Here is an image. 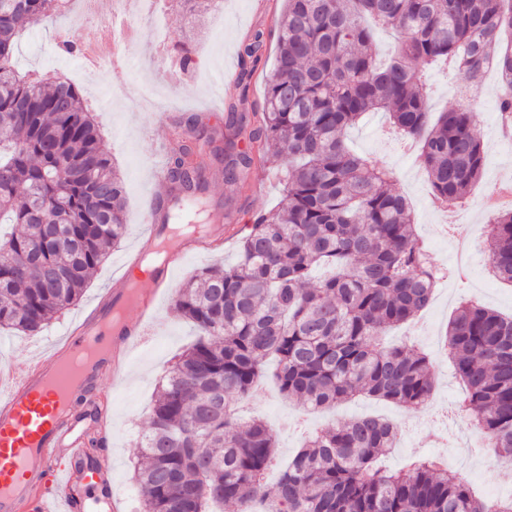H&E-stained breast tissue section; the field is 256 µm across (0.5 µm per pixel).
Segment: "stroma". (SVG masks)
Here are the masks:
<instances>
[{
    "mask_svg": "<svg viewBox=\"0 0 512 512\" xmlns=\"http://www.w3.org/2000/svg\"><path fill=\"white\" fill-rule=\"evenodd\" d=\"M283 0H224V17L216 19L205 12L192 20L185 15L178 0H169L159 17L156 35L142 37L133 47L128 64L121 71H107L97 78L87 77L79 56L52 49L50 43L61 18H54L28 31L16 53L21 73L40 76L69 74L82 90L103 133V144L123 176L126 189V235L111 248L106 260L89 280L82 297L42 332L36 335L0 333V363L33 358L60 340L69 323L81 311L99 299L119 269V261L139 241L143 230L145 203L153 187V172L160 159L155 150L169 137L172 118L191 112L224 114L229 102L239 104L240 111H260L267 79L278 51L277 32L267 26L268 19L279 18ZM266 33L261 62L247 85L235 76L241 69L240 50L255 31ZM174 45L190 41L200 49L197 66L181 73L178 80L168 77L166 60L156 49L157 41ZM231 72L233 81L222 83L223 72ZM432 92L431 110L438 113L457 107L473 112L484 148L482 176L473 186L461 207L451 212L436 211L432 188L419 148L408 138L393 131L385 112L367 114L348 132V142L357 152L376 161L390 176L393 189L410 200L414 229L426 245L432 260L440 266H451L456 260L454 228H464L471 240L466 280L440 281L430 305L410 322L390 329L385 340L390 344L408 343L432 358L435 389L433 398L439 406L436 414L411 416L409 411L378 398L360 396L332 412L318 414L316 423L303 421L301 409L281 398L273 381H265L251 403L241 414L266 420L279 437V466L304 444L314 426H326L373 414L399 422L395 448L383 464L394 470L405 457L437 455L454 460L462 448L452 434L457 426L456 410L465 388L448 360L438 348L449 320L462 301L480 295L483 305L512 315V284L489 278L491 259L485 248L490 215L481 212L479 200L489 198L503 183L512 182V138L503 137L498 114V94L493 85H485L470 100H462L455 91L464 87V75L441 65L425 71ZM163 85V92L150 105L138 102V85L143 81ZM212 200L221 204L236 229L224 241L223 250L187 257L172 282L180 288L194 273L217 262L231 265L237 260V245L250 230L257 215L272 212L283 203L279 176L269 166L255 165L235 187L218 180L210 187ZM154 335L148 343L134 349L129 358L128 374L121 386H113L111 377L99 381L98 395L112 407V488L125 493L132 488V475L137 461L134 438L147 428L149 405L156 385L172 358L191 345L198 336L197 328L179 317L171 298L159 306ZM272 469L268 483L280 475ZM473 491L484 499L512 495V467L487 464L474 456L464 474Z\"/></svg>",
    "mask_w": 512,
    "mask_h": 512,
    "instance_id": "35a3bbf8",
    "label": "stroma"
}]
</instances>
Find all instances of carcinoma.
<instances>
[{
	"label": "carcinoma",
	"mask_w": 512,
	"mask_h": 512,
	"mask_svg": "<svg viewBox=\"0 0 512 512\" xmlns=\"http://www.w3.org/2000/svg\"><path fill=\"white\" fill-rule=\"evenodd\" d=\"M60 13L58 0H0V332H41L81 297L126 229L123 182L79 88L15 67L21 37ZM368 19L395 37L384 65ZM277 41L258 120L233 106L214 123L193 113L164 170L169 199L196 204L217 169L237 182L254 165V145L266 143L284 172L285 202L256 217L233 266L206 268L176 293V313L199 336L169 368L137 442L139 512L221 503L237 512H512V496L481 500L433 458L378 467L398 428L372 416L313 431L271 495L276 435L237 415L270 355L280 393L307 413L357 396L416 411L432 398L430 358L378 337L429 304L435 265L406 196L344 136L364 113H388L422 139L434 198L465 199L483 165L474 115L451 109L428 126L423 71L455 61L477 92L495 63L499 112L511 118L512 0H286ZM263 45L257 30L243 63L257 62ZM198 58L191 44L177 49L186 71ZM203 153L208 166L197 162ZM487 250L494 276L512 283V209L495 214ZM444 345L468 390L460 414L488 454L512 458V318L464 303Z\"/></svg>",
	"instance_id": "carcinoma-1"
}]
</instances>
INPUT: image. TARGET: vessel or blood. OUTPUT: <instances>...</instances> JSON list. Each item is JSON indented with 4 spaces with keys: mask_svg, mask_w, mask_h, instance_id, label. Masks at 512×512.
Listing matches in <instances>:
<instances>
[{
    "mask_svg": "<svg viewBox=\"0 0 512 512\" xmlns=\"http://www.w3.org/2000/svg\"><path fill=\"white\" fill-rule=\"evenodd\" d=\"M96 51L86 66L110 59L122 69L111 28L93 33ZM223 236L206 231L181 238L147 286L116 281L94 311L65 333L48 356L0 365V512H123L112 491L106 445L112 418L91 398L104 373L124 374L125 353L151 333L156 309L185 256L223 249ZM134 308L136 322L113 324Z\"/></svg>",
    "mask_w": 512,
    "mask_h": 512,
    "instance_id": "1",
    "label": "vessel or blood"
}]
</instances>
